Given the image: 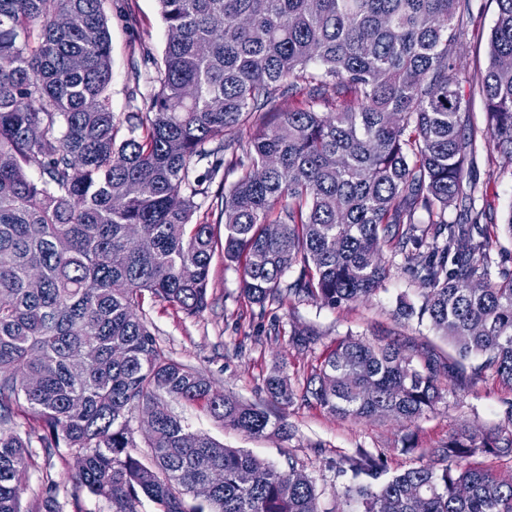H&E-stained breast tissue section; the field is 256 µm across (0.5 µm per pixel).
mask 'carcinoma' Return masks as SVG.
Wrapping results in <instances>:
<instances>
[{
  "mask_svg": "<svg viewBox=\"0 0 512 512\" xmlns=\"http://www.w3.org/2000/svg\"><path fill=\"white\" fill-rule=\"evenodd\" d=\"M158 2L178 37L122 122L103 0H0V512H22L14 472L30 440L9 428L22 401L44 447L83 458L71 481L117 512L141 495L161 512H320L294 466L227 448L168 410L165 396L250 436L291 435L166 356L136 311L147 293L204 311L218 249L259 307L294 294L334 308L380 289L389 245L426 286L403 315L448 340V379L489 371L512 389V269L492 256L494 226L445 219L474 202L463 179L480 147L458 78L466 0ZM496 3L477 92L485 144L512 164V0ZM65 14L75 26L57 24ZM215 181L222 241L197 202ZM420 211L434 229L418 227ZM440 375L395 343L348 336L303 398L342 419L412 425L442 402ZM266 391L295 398L277 370ZM150 404L146 463L129 414ZM509 450L512 407L501 426L464 425L429 449L434 462L390 477L384 454L359 449L340 460L354 479L345 499L362 512H512V479L471 464Z\"/></svg>",
  "mask_w": 512,
  "mask_h": 512,
  "instance_id": "obj_1",
  "label": "carcinoma"
}]
</instances>
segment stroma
Returning <instances> with one entry per match:
<instances>
[{
  "label": "stroma",
  "mask_w": 512,
  "mask_h": 512,
  "mask_svg": "<svg viewBox=\"0 0 512 512\" xmlns=\"http://www.w3.org/2000/svg\"><path fill=\"white\" fill-rule=\"evenodd\" d=\"M103 9L111 33L109 95L113 112L121 116L132 109L134 73L154 72L161 62L167 29L157 0H104ZM496 15L495 0H469L467 11L461 14L463 87L476 85L488 65V39ZM505 165L498 154L486 150L465 165V183L487 190L482 223L502 224L512 214V174L505 172ZM382 258L390 266L376 295L336 308L294 296L263 308L251 304L241 291L240 271L219 253L210 264L209 306L200 315L189 317L167 303L145 298L143 310L167 356L202 372L215 391L284 417L294 434L288 439L249 436L226 428L202 406L173 399L167 402L169 410L181 417L190 431L206 434L224 446L244 449L281 468L294 465L312 480L322 512H358V505L345 503L343 492L352 479L336 470L335 460L362 448L384 452L390 471L416 466L418 452L401 450V439L409 429L381 417L343 420L299 398L289 405L275 403L265 392V380L277 368L294 391H301L327 349L348 336L398 343L416 360L427 353L447 358V341L436 336L428 324L396 319L399 304L420 306L425 287L409 278L402 260L392 259L390 251H383ZM273 323L279 324V334L270 333ZM296 331L314 333L315 345L308 350L294 347L289 337ZM511 406L512 390L491 376L468 386L449 382L438 411L418 420L411 430L417 435L420 450L434 448L459 426L482 430L497 426ZM14 423L16 430L31 440V462L20 479L22 512H43V488L49 479L57 485L60 512H116L111 501L74 488L70 475L76 469L77 456L71 449L45 452L35 421L19 414Z\"/></svg>",
  "instance_id": "stroma-1"
}]
</instances>
